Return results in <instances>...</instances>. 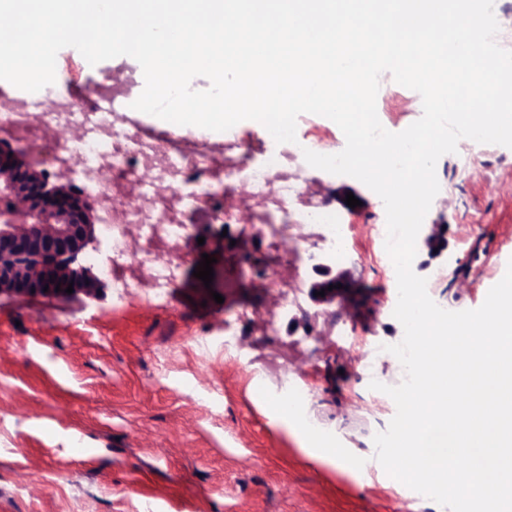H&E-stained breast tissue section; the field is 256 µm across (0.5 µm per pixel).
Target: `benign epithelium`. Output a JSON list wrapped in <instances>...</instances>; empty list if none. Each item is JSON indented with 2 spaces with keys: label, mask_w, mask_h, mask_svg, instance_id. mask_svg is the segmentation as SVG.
<instances>
[{
  "label": "benign epithelium",
  "mask_w": 512,
  "mask_h": 512,
  "mask_svg": "<svg viewBox=\"0 0 512 512\" xmlns=\"http://www.w3.org/2000/svg\"><path fill=\"white\" fill-rule=\"evenodd\" d=\"M16 141L0 138V294H91L104 280L82 264L88 247L98 249L102 213L113 201L75 184L71 170L49 171L25 159ZM443 225L424 224L418 239L430 253L444 248ZM55 279H50V276ZM342 288L327 290L331 285ZM325 296H315L319 291ZM357 291L344 271L321 263L309 280L308 294L320 306L346 302Z\"/></svg>",
  "instance_id": "benign-epithelium-1"
}]
</instances>
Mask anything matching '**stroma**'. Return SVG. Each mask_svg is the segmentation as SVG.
Masks as SVG:
<instances>
[{
	"label": "stroma",
	"instance_id": "35a3bbf8",
	"mask_svg": "<svg viewBox=\"0 0 512 512\" xmlns=\"http://www.w3.org/2000/svg\"><path fill=\"white\" fill-rule=\"evenodd\" d=\"M137 66L128 56L91 65L66 47L57 87L77 98ZM376 109L400 132L422 101L386 72ZM473 152L465 177L457 154L439 159L426 220L443 221L445 248L415 257L429 296L449 311L481 306L512 262V148ZM304 188L335 194L349 219L355 250L344 268L373 310L361 324L329 322L308 300V320L270 330L280 292L254 274L250 261L265 260L266 247L243 225L233 247L192 240L178 251L183 274L164 306L137 287L119 307L108 287L94 297L0 295V512H446L376 465L373 438L396 406L369 384L404 379L398 359L373 351L404 334L388 312L396 285L379 254V198L318 170ZM206 255L217 274L208 286L193 275ZM236 319L249 364L224 358V323ZM295 381L311 387L312 402L287 417L277 403ZM311 425L348 467L310 455Z\"/></svg>",
	"mask_w": 512,
	"mask_h": 512
}]
</instances>
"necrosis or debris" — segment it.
Masks as SVG:
<instances>
[{"label": "necrosis or debris", "instance_id": "obj_1", "mask_svg": "<svg viewBox=\"0 0 512 512\" xmlns=\"http://www.w3.org/2000/svg\"><path fill=\"white\" fill-rule=\"evenodd\" d=\"M136 88L137 78L130 72L112 86L91 90L83 100L58 95L45 109L40 99L30 98L0 111V134L20 143L58 130H78V138L55 151L53 158L71 163L81 184L103 193L111 192L116 182L135 185L136 201L104 214L101 224L112 241V260L100 271L111 281L117 299L128 294L134 275L154 301L164 303L182 274L173 253L191 234L190 215L202 212L207 223L233 228L239 217L229 199L241 186L249 192L260 237L272 245L317 228L314 247L303 254L304 268H313L328 253L339 263L350 257L342 216L324 197L302 193L295 162L311 148V141L301 137L280 150L257 153L230 129L224 133V164L217 167L207 136H199L196 146L186 151L144 140L132 129L112 105L132 98ZM132 231L140 241L138 258L128 245Z\"/></svg>", "mask_w": 512, "mask_h": 512}]
</instances>
